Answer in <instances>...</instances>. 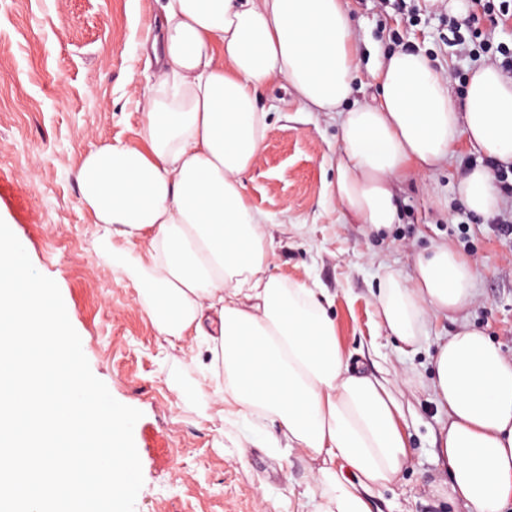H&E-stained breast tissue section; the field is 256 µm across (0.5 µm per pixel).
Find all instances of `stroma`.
I'll list each match as a JSON object with an SVG mask.
<instances>
[{"label":"stroma","mask_w":512,"mask_h":512,"mask_svg":"<svg viewBox=\"0 0 512 512\" xmlns=\"http://www.w3.org/2000/svg\"><path fill=\"white\" fill-rule=\"evenodd\" d=\"M163 0H0V220L22 240L41 274L53 279L79 334L92 373L120 403L142 416L133 430L143 486L135 512H311L310 464L281 448L245 446L248 424L224 422L212 393L197 391L208 373L205 345L159 336L142 286L82 202L76 173L90 149L121 141L144 148L139 102L155 83L140 45L158 34ZM360 42L355 100L376 85L369 65L392 51L422 49L463 93L470 71L488 62L460 50L448 27L447 0H349ZM271 108L256 167L244 178L252 206L274 240L270 263L287 282L304 283L331 302L351 369L393 381L409 441L406 467L373 491L372 512H463L429 485L445 473L437 457L448 414L431 390L433 358L460 323L482 330L512 357V186L500 184L499 215L470 213L457 195L477 163L459 147L439 170L395 188L399 221L376 235L344 221L329 196L336 179V114L307 112L290 89L262 90ZM448 242L477 265L475 301L463 314L429 321L414 351L380 326L379 277L408 274L415 254Z\"/></svg>","instance_id":"35a3bbf8"}]
</instances>
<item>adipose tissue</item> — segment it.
Segmentation results:
<instances>
[{
    "mask_svg": "<svg viewBox=\"0 0 512 512\" xmlns=\"http://www.w3.org/2000/svg\"><path fill=\"white\" fill-rule=\"evenodd\" d=\"M163 18L157 90L141 101L146 147L90 150L77 173L82 199L123 239L159 335L207 342L222 364L219 416L275 423L263 444L312 462L322 512H372L371 492L407 463L401 406L388 379L350 371L316 290L270 269L267 218L244 192L269 127L259 89L283 83L306 111L337 113L330 196L347 221L380 232L398 219L394 183L435 171L463 142L481 160L459 197L480 216L500 209L491 167L512 166V78L479 65L458 97L424 52L399 49L374 71L378 101L360 103L348 0H165ZM475 276L470 258L437 245L410 275L381 278L376 315L415 346L428 317L472 304ZM432 392L448 412V495L467 512H505L512 360L460 326L437 350Z\"/></svg>",
    "mask_w": 512,
    "mask_h": 512,
    "instance_id": "ef3b65f1",
    "label": "adipose tissue"
}]
</instances>
